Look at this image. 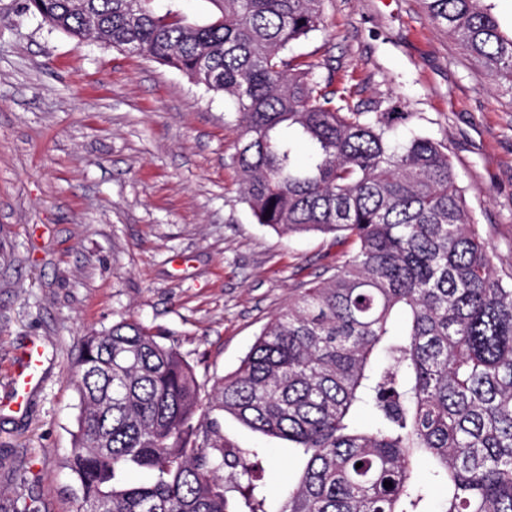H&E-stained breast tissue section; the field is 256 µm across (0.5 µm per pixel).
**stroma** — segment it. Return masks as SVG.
<instances>
[{
  "mask_svg": "<svg viewBox=\"0 0 512 512\" xmlns=\"http://www.w3.org/2000/svg\"><path fill=\"white\" fill-rule=\"evenodd\" d=\"M291 54L333 85L445 141L496 266H512V92L433 25L422 0H325L323 26ZM236 117L182 72L82 45L0 0V512H77L65 460L72 371L85 336L135 321L192 366L201 394L233 372L263 326L341 260L330 239L258 224L240 193ZM38 343L44 374L23 409L11 372ZM287 486L288 444L231 416Z\"/></svg>",
  "mask_w": 512,
  "mask_h": 512,
  "instance_id": "35a3bbf8",
  "label": "stroma"
}]
</instances>
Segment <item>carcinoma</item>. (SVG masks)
Returning <instances> with one entry per match:
<instances>
[{"mask_svg":"<svg viewBox=\"0 0 512 512\" xmlns=\"http://www.w3.org/2000/svg\"><path fill=\"white\" fill-rule=\"evenodd\" d=\"M152 2L23 0L22 11L79 44H133L224 94L257 222L349 250L263 327L205 404L190 365L148 328L86 337L72 495L84 512H230L237 492L246 512H270L264 449L224 439L227 414L306 461L275 512H512V270L495 266L448 146L393 137L388 113L330 88L326 64L285 57L319 30L324 0H213L221 16L204 25ZM424 4L512 90V36L486 0ZM136 471L150 481H130Z\"/></svg>","mask_w":512,"mask_h":512,"instance_id":"obj_1","label":"carcinoma"}]
</instances>
